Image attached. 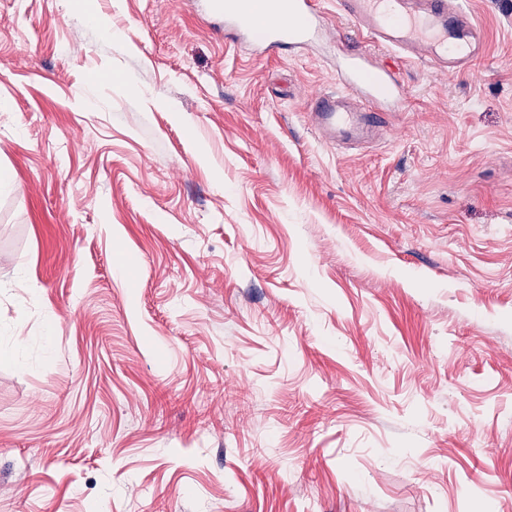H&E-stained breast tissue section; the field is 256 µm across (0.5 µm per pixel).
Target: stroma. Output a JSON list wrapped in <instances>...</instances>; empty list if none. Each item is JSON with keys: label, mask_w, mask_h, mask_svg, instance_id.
Wrapping results in <instances>:
<instances>
[{"label": "stroma", "mask_w": 512, "mask_h": 512, "mask_svg": "<svg viewBox=\"0 0 512 512\" xmlns=\"http://www.w3.org/2000/svg\"><path fill=\"white\" fill-rule=\"evenodd\" d=\"M465 5L340 148L319 48L0 0V512H512V0ZM346 96L336 99V96L320 95L309 109L313 126L326 142L333 145L351 140L364 129L382 127L387 122V118L381 115L383 112H370L359 105H343L342 100Z\"/></svg>", "instance_id": "obj_1"}]
</instances>
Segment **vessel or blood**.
<instances>
[{"label": "vessel or blood", "instance_id": "obj_1", "mask_svg": "<svg viewBox=\"0 0 512 512\" xmlns=\"http://www.w3.org/2000/svg\"><path fill=\"white\" fill-rule=\"evenodd\" d=\"M198 2L205 16L222 20L228 36L248 41L259 56L332 41L336 80L342 90L362 92L385 103L386 111L346 106L333 96L316 97L309 116L326 142H345L365 129L384 126L386 112L399 111L403 89L397 76L368 65L353 39L330 34L321 0H265L270 21L260 32L244 8L245 0ZM336 9L354 23L366 42L439 73H464L481 48L480 30L461 0H336Z\"/></svg>", "mask_w": 512, "mask_h": 512}]
</instances>
